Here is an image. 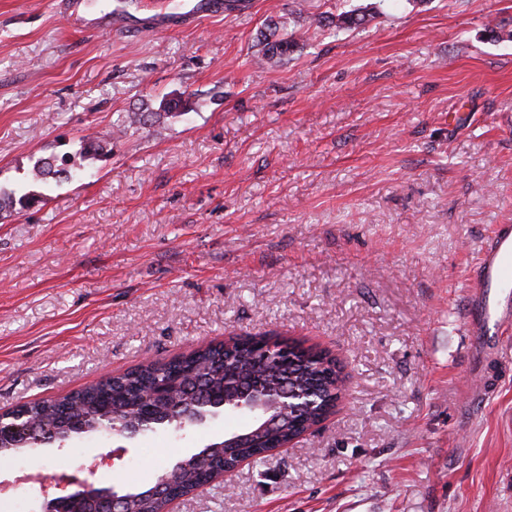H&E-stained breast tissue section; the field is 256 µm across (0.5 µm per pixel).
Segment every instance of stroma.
Instances as JSON below:
<instances>
[{"label": "stroma", "mask_w": 512, "mask_h": 512, "mask_svg": "<svg viewBox=\"0 0 512 512\" xmlns=\"http://www.w3.org/2000/svg\"><path fill=\"white\" fill-rule=\"evenodd\" d=\"M172 0H0V412L59 397L228 333H268L345 364L337 412L293 447L185 497L176 512H512V331L487 365L464 333L465 281L512 224V0H247L164 34L128 23ZM367 10L334 32L321 17ZM296 38L259 62L268 22ZM192 108L112 132L172 93ZM110 140L83 176L38 158ZM220 418L138 438L100 477L146 487L236 429ZM94 439L0 466L91 463ZM69 162H71V158L67 159L65 156L51 155L40 158L33 166L32 178L35 181L45 183L57 182L61 179L72 180L79 178L83 171L81 165L77 166L74 161L72 164H69Z\"/></svg>", "instance_id": "obj_1"}]
</instances>
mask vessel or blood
Here are the masks:
<instances>
[{
	"mask_svg": "<svg viewBox=\"0 0 512 512\" xmlns=\"http://www.w3.org/2000/svg\"><path fill=\"white\" fill-rule=\"evenodd\" d=\"M224 0H180L173 14L157 16L152 26L191 28L207 16L223 14ZM467 332L473 346L496 341L512 322V224L496 225L473 266L468 283Z\"/></svg>",
	"mask_w": 512,
	"mask_h": 512,
	"instance_id": "1",
	"label": "vessel or blood"
}]
</instances>
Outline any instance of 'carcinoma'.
Segmentation results:
<instances>
[{
	"mask_svg": "<svg viewBox=\"0 0 512 512\" xmlns=\"http://www.w3.org/2000/svg\"><path fill=\"white\" fill-rule=\"evenodd\" d=\"M369 21V13L350 11L325 17L322 23L338 30L360 27ZM262 60H283L297 46L293 37H282L272 30L260 42ZM191 108L189 98L176 96L164 99L157 112H133L130 125L147 121L156 123ZM108 141L87 138L80 157L92 159L104 154ZM82 168L64 156L38 159L32 169L35 181L57 182L81 176ZM32 202L30 195L15 192L0 197V211L25 208ZM291 351L279 362L261 360L260 342L251 335L231 336L215 345L199 347L178 359L167 362L150 361L103 382L91 385L72 396L53 400H35L28 403L31 418L52 431L56 441L71 442L112 431L99 427L103 411L115 415L118 423L133 426L142 415L151 413L158 429H181V422L170 419L168 401L156 390V381L163 377L180 381L183 387V411L193 414L208 413L211 421L233 408L231 401L243 390L251 391L259 399L278 397L283 386L291 389L312 390L322 395L309 411L290 410L280 421L277 430L260 431L249 423L231 432L244 439L235 448H221L219 442H208L192 454H186L173 464L159 470L157 479L165 478L185 493L195 490L207 474L221 463L239 458L261 460L266 455L298 437L316 424L333 407L343 393V380L338 361L328 353H314L309 348L290 343ZM166 502L151 494V489H136L128 496L126 512H165Z\"/></svg>",
	"mask_w": 512,
	"mask_h": 512,
	"instance_id": "obj_1",
	"label": "carcinoma"
}]
</instances>
